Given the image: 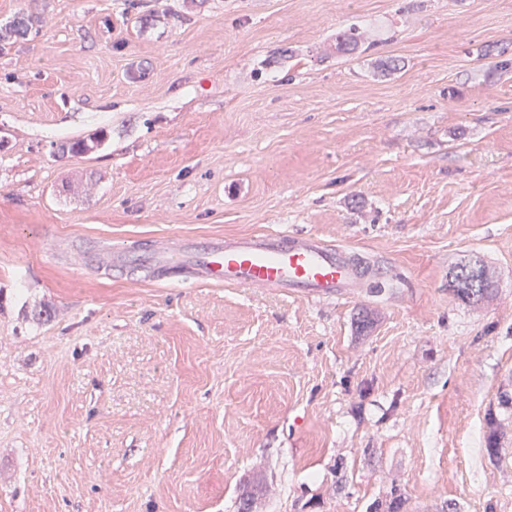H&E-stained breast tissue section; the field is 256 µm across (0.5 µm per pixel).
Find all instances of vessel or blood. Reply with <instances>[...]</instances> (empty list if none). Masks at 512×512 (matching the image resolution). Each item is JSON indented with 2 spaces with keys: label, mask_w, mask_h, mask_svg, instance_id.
Here are the masks:
<instances>
[{
  "label": "vessel or blood",
  "mask_w": 512,
  "mask_h": 512,
  "mask_svg": "<svg viewBox=\"0 0 512 512\" xmlns=\"http://www.w3.org/2000/svg\"><path fill=\"white\" fill-rule=\"evenodd\" d=\"M148 266L154 270L179 267L198 281L269 289L312 300L355 296L368 279L364 264L345 248L313 235L285 232L227 235L203 250L188 241L176 254L154 252Z\"/></svg>",
  "instance_id": "obj_1"
}]
</instances>
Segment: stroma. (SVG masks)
Returning a JSON list of instances; mask_svg holds the SVG:
<instances>
[{
    "label": "stroma",
    "instance_id": "1",
    "mask_svg": "<svg viewBox=\"0 0 512 512\" xmlns=\"http://www.w3.org/2000/svg\"><path fill=\"white\" fill-rule=\"evenodd\" d=\"M22 12L0 512H386L394 489L512 512V0H0V26ZM256 231L348 247L379 285L315 301L139 263ZM466 262L495 284L478 304L450 286Z\"/></svg>",
    "mask_w": 512,
    "mask_h": 512
}]
</instances>
